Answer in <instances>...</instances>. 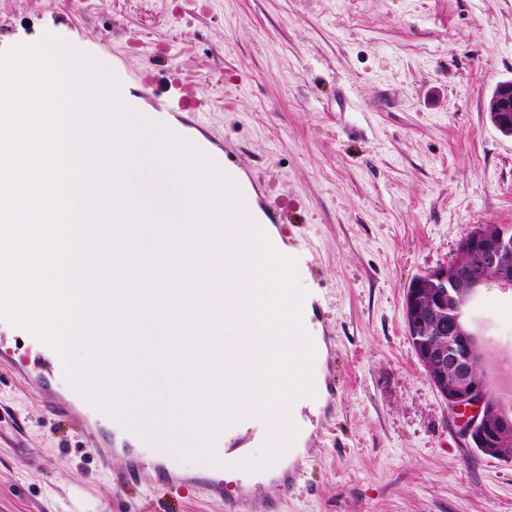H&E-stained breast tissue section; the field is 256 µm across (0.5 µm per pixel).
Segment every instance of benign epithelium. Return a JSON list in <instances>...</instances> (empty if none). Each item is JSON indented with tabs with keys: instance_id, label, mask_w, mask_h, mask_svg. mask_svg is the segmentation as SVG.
Masks as SVG:
<instances>
[{
	"instance_id": "7a95c632",
	"label": "benign epithelium",
	"mask_w": 512,
	"mask_h": 512,
	"mask_svg": "<svg viewBox=\"0 0 512 512\" xmlns=\"http://www.w3.org/2000/svg\"><path fill=\"white\" fill-rule=\"evenodd\" d=\"M488 112L491 122L504 134L512 136V81L500 83L493 91ZM458 250L469 262L448 272L439 268L424 273L433 283V294L424 297L418 288L411 291L414 312L407 322L408 333L418 336L425 322L440 315L435 333H448V349H432L418 344L419 360L429 364L430 382L448 406L460 412V435L467 445L481 455L503 461L512 456L504 449L512 447V411L489 396L486 387L473 379L480 367L481 352L463 325V312L478 289L494 284L512 288V232L507 229L479 227L465 236Z\"/></svg>"
}]
</instances>
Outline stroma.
<instances>
[{
    "label": "stroma",
    "mask_w": 512,
    "mask_h": 512,
    "mask_svg": "<svg viewBox=\"0 0 512 512\" xmlns=\"http://www.w3.org/2000/svg\"><path fill=\"white\" fill-rule=\"evenodd\" d=\"M53 37L66 58L157 86L180 73L240 151L279 232L306 258L332 352L296 485L254 512H512V461L466 446L409 338L411 279L449 266L478 227L512 228V136L487 112L512 80V0H0V52ZM464 322L488 385L512 367V288ZM49 356L0 324V512H224L143 471L113 492L101 463L11 369Z\"/></svg>",
    "instance_id": "1"
}]
</instances>
